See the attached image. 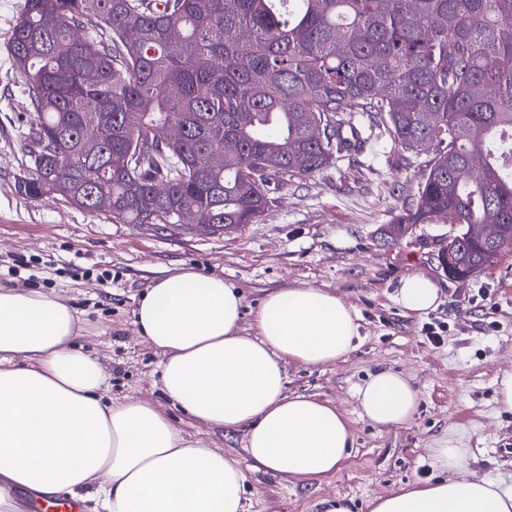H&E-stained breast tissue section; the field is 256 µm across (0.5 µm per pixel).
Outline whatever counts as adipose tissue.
Segmentation results:
<instances>
[{
  "label": "adipose tissue",
  "mask_w": 512,
  "mask_h": 512,
  "mask_svg": "<svg viewBox=\"0 0 512 512\" xmlns=\"http://www.w3.org/2000/svg\"><path fill=\"white\" fill-rule=\"evenodd\" d=\"M398 306L435 309L439 287L402 279ZM243 296L221 275L163 278L135 310L142 340L161 358L167 397L193 419L244 433L255 467L283 479L334 474L354 443L331 403L286 392L285 363L329 366L355 348L358 313L340 295L303 285L269 292L243 334ZM82 327L60 296L0 284V512L16 493H66L83 512H247L244 472L205 442L188 443L145 400L113 399L97 357L74 346ZM358 416L378 428L408 423L419 393L381 369L356 386ZM444 479L377 499L371 512H512V490L464 472L466 451L435 448Z\"/></svg>",
  "instance_id": "adipose-tissue-1"
}]
</instances>
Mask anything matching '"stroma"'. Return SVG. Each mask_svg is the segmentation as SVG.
<instances>
[{"mask_svg":"<svg viewBox=\"0 0 512 512\" xmlns=\"http://www.w3.org/2000/svg\"><path fill=\"white\" fill-rule=\"evenodd\" d=\"M21 4L0 0V283L67 298L84 327L77 343L99 358L113 398L153 401L187 442L229 455L245 473L249 512H326L338 499L369 512L377 496L439 479L430 451L446 442L467 449V475L512 488V412L497 402L498 381L512 372V252L453 280L438 254L455 225L419 224L397 243L384 234L414 203L431 152L401 150L373 126L362 151L289 182L259 222L221 235L116 224L53 197L22 198L16 183L32 167V114L9 53ZM189 269L240 290L248 331L262 299L280 288L313 285L356 307L360 342L344 360L286 368L288 394L331 400L353 419L355 444L334 476L287 483L254 468L242 432L208 428L164 394L161 357L140 339L134 310L149 286ZM412 272L441 291L439 306L419 316L395 301ZM430 322L446 327L440 343L426 337ZM380 368L413 378L420 404L409 423L378 429L358 419L353 390Z\"/></svg>","mask_w":512,"mask_h":512,"instance_id":"35a3bbf8","label":"stroma"}]
</instances>
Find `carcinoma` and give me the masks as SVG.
Here are the masks:
<instances>
[{"mask_svg": "<svg viewBox=\"0 0 512 512\" xmlns=\"http://www.w3.org/2000/svg\"><path fill=\"white\" fill-rule=\"evenodd\" d=\"M10 54L38 146L22 197L119 224H177L191 208L227 234L362 149L359 113L433 153L388 238L445 218L460 225L457 263L485 268L471 229L512 226V0H24Z\"/></svg>", "mask_w": 512, "mask_h": 512, "instance_id": "carcinoma-1", "label": "carcinoma"}]
</instances>
